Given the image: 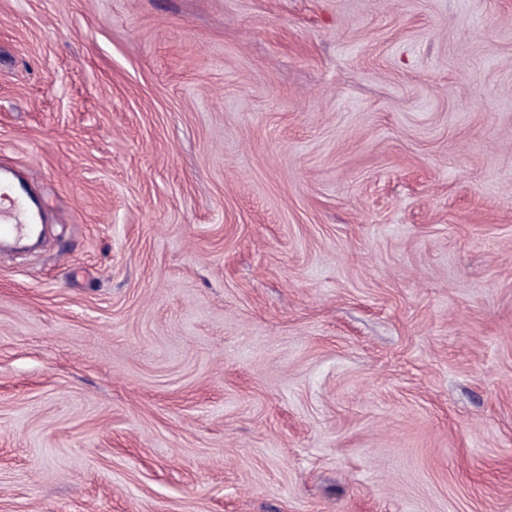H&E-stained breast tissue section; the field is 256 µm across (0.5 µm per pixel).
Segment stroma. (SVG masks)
<instances>
[{"mask_svg":"<svg viewBox=\"0 0 512 512\" xmlns=\"http://www.w3.org/2000/svg\"><path fill=\"white\" fill-rule=\"evenodd\" d=\"M0 512H512V0H0ZM12 182L0 172V196L7 200L8 207L0 208V239L16 240L34 232L33 224H40L38 214L20 194H15L6 184Z\"/></svg>","mask_w":512,"mask_h":512,"instance_id":"obj_1","label":"stroma"}]
</instances>
